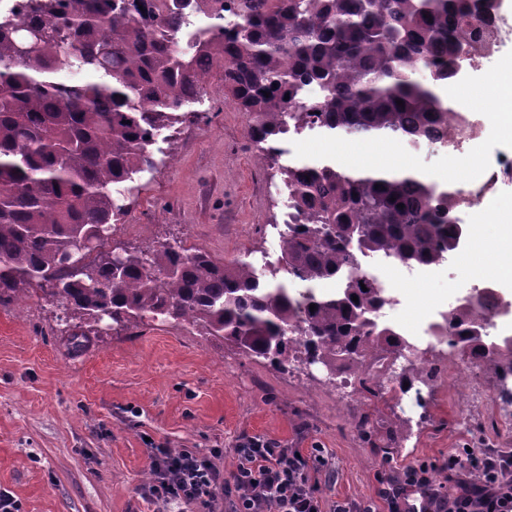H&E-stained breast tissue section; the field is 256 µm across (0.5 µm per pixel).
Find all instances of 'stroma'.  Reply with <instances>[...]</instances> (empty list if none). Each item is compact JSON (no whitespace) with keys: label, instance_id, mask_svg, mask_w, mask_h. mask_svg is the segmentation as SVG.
Instances as JSON below:
<instances>
[{"label":"stroma","instance_id":"stroma-1","mask_svg":"<svg viewBox=\"0 0 512 512\" xmlns=\"http://www.w3.org/2000/svg\"><path fill=\"white\" fill-rule=\"evenodd\" d=\"M509 62L510 37L453 86L454 108L479 129L465 157L449 160L438 145L314 134L289 142L286 159L341 152L364 166L433 174L452 162L454 187L469 188L479 170L512 152V138L490 128L493 105L476 87ZM193 109L202 120L158 138V166L137 177L138 203L116 226L111 244L177 242L221 260L277 261L276 225L286 198L280 178L257 161L246 115L225 99L215 77ZM472 251L465 246L450 261L399 282L386 321L427 344V328L440 310L436 298L462 296L482 281L466 262ZM75 324L62 303L37 289L0 306V490L18 500L21 512H152L153 503L141 498L151 480V447L199 451L227 473L246 437L259 435L309 456L321 449L310 478L324 512L339 500H375L382 480L421 464L456 495L462 475L444 469L450 455L512 449V405L500 400L496 377L485 370L466 376L456 356H434L436 377L421 388L427 401L421 408L416 395H396L388 386L376 399L329 383L317 369L276 370L186 323L148 319L94 337L85 349L73 345ZM468 383L484 399L467 408L459 390ZM399 416L415 425L408 433L394 430L393 453L382 461L358 423L366 418L384 431Z\"/></svg>","mask_w":512,"mask_h":512}]
</instances>
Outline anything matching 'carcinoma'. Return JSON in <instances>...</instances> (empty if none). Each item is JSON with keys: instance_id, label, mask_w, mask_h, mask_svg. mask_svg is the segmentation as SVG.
<instances>
[{"instance_id": "1", "label": "carcinoma", "mask_w": 512, "mask_h": 512, "mask_svg": "<svg viewBox=\"0 0 512 512\" xmlns=\"http://www.w3.org/2000/svg\"><path fill=\"white\" fill-rule=\"evenodd\" d=\"M497 6L29 0L23 17L0 16V305L58 284L47 297L93 332L104 318L128 329L162 316L276 369L318 364L332 381L411 353L395 375L404 393L426 381L428 355L445 344L491 369L512 404V349L492 352L471 338L475 311H499L496 295L459 303L436 325L447 334L413 350L380 320L386 290L361 270L360 258L373 254L416 268L447 259L459 232L448 213L467 201L462 189L330 163L281 166L301 223L283 225L281 260L259 271L170 243L117 244L114 267L105 243L83 242L131 212L136 177L156 169L157 138L183 122L212 72L247 115L263 161L286 153L290 127L412 146L447 142L452 107L434 88L455 65V36ZM72 254L83 259L79 272L68 267ZM383 383L366 373L360 390L376 397Z\"/></svg>"}]
</instances>
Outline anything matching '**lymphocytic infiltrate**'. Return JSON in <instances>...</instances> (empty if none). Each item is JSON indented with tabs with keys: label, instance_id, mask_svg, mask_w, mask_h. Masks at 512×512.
Here are the masks:
<instances>
[{
	"label": "lymphocytic infiltrate",
	"instance_id": "obj_1",
	"mask_svg": "<svg viewBox=\"0 0 512 512\" xmlns=\"http://www.w3.org/2000/svg\"><path fill=\"white\" fill-rule=\"evenodd\" d=\"M235 453L237 465L226 473L197 451L149 449L154 478L142 498L206 508L220 496L226 512H323L310 481L309 459L299 449L248 437ZM473 470V479L462 481L452 497L423 466L407 467L400 480L381 482L377 496L386 512H512V454L484 456Z\"/></svg>",
	"mask_w": 512,
	"mask_h": 512
}]
</instances>
